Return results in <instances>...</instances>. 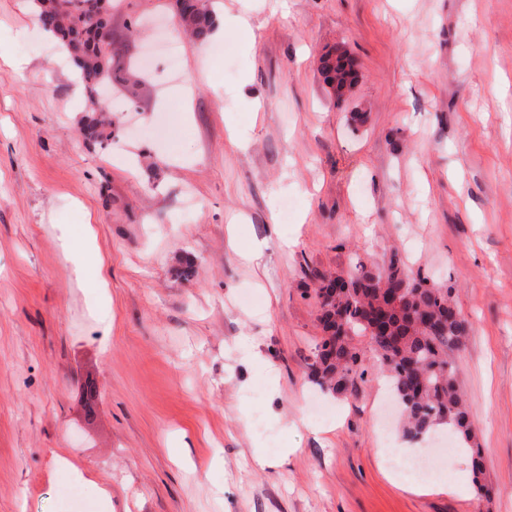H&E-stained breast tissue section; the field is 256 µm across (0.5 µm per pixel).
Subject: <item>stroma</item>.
<instances>
[{
  "label": "stroma",
  "mask_w": 512,
  "mask_h": 512,
  "mask_svg": "<svg viewBox=\"0 0 512 512\" xmlns=\"http://www.w3.org/2000/svg\"><path fill=\"white\" fill-rule=\"evenodd\" d=\"M277 2L214 0L217 44L179 33L175 0H121L112 39L147 85L107 94L99 146L31 0H0V512H60L61 456L112 512H512V0ZM162 27L180 72L143 52ZM339 47L343 100L320 71ZM86 219L105 268L78 282ZM394 252L469 322L451 358L488 494L456 452L461 495L388 478L371 349L353 390L308 379L316 274ZM62 467L68 471L76 482L91 491L95 497L97 507L101 509L100 512H112V489L109 486L96 479L86 477L83 472L68 461H63Z\"/></svg>",
  "instance_id": "stroma-1"
}]
</instances>
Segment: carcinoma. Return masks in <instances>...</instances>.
I'll return each instance as SVG.
<instances>
[{"mask_svg": "<svg viewBox=\"0 0 512 512\" xmlns=\"http://www.w3.org/2000/svg\"><path fill=\"white\" fill-rule=\"evenodd\" d=\"M43 29L74 65L85 92L87 115L81 122L85 140L102 144L112 138V121L97 96L106 85H119L136 96L142 76L116 61L117 49L104 41L111 29L114 0H33ZM179 24L205 42L216 28L212 0H178ZM322 341L309 364L308 378L333 394L354 385L361 360L354 338L364 337L378 365L389 374L392 391L403 408V437L415 440L440 424L461 439L473 436L470 412L460 391L449 353L460 348L468 324L453 315L448 290L410 276L397 255L382 266L357 264L335 278H321L317 290ZM473 482L484 490L481 449H469Z\"/></svg>", "mask_w": 512, "mask_h": 512, "instance_id": "carcinoma-1", "label": "carcinoma"}]
</instances>
